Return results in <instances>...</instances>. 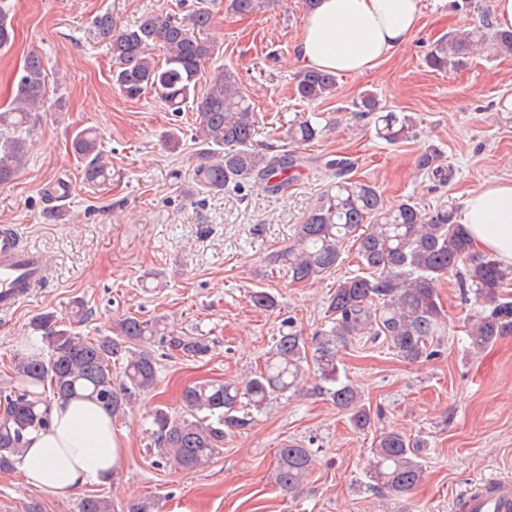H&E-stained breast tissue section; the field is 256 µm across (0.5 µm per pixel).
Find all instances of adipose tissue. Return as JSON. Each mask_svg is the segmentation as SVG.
<instances>
[{
	"instance_id": "adipose-tissue-1",
	"label": "adipose tissue",
	"mask_w": 512,
	"mask_h": 512,
	"mask_svg": "<svg viewBox=\"0 0 512 512\" xmlns=\"http://www.w3.org/2000/svg\"><path fill=\"white\" fill-rule=\"evenodd\" d=\"M421 0H318L294 54L304 68L349 76L373 71L421 27ZM462 224L474 247L512 265V180L469 192ZM49 429L33 433L15 462L34 488L69 491L112 478L124 455L111 414L81 398L55 402Z\"/></svg>"
}]
</instances>
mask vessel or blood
<instances>
[{
  "instance_id": "obj_1",
  "label": "vessel or blood",
  "mask_w": 512,
  "mask_h": 512,
  "mask_svg": "<svg viewBox=\"0 0 512 512\" xmlns=\"http://www.w3.org/2000/svg\"><path fill=\"white\" fill-rule=\"evenodd\" d=\"M44 279L39 254L24 247L16 231L0 227V308L10 309ZM455 512H512V478L494 475L457 494Z\"/></svg>"
}]
</instances>
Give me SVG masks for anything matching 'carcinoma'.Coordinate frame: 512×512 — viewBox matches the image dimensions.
Listing matches in <instances>:
<instances>
[{
	"mask_svg": "<svg viewBox=\"0 0 512 512\" xmlns=\"http://www.w3.org/2000/svg\"><path fill=\"white\" fill-rule=\"evenodd\" d=\"M265 0H228L227 10L248 16ZM211 13L200 6L184 24L161 14H145L135 24L114 30L112 14L93 21L94 34L107 42L114 68L112 82L130 99L156 93L173 112L188 102L198 112L197 139L204 145L202 162L192 179L202 190L220 193L244 187L276 194L297 161L291 153L270 156L254 148L257 114L239 88L235 73L214 70L207 93L196 97L206 60L215 45L205 32ZM14 22L6 0H0V49L11 47ZM160 45L164 62L155 61L150 49ZM488 46L512 54V30L496 28L492 17L470 30L450 32L434 41L425 55L435 71L453 73L465 68ZM46 63L28 53L19 68L12 106L0 112V183L13 180L24 167L29 140L36 134V117L46 111ZM337 75L304 70L296 77L295 93L318 102L336 91ZM371 116L376 136L388 143L411 137L413 119L386 112L376 95L367 93L355 104V117ZM323 130L305 120L288 127L294 145L311 142ZM72 155L83 165L86 184L102 187L112 180V163L101 147L99 132L85 128L71 133ZM419 171L443 176L440 151L429 148L416 162ZM359 240L358 254L364 273L336 283L326 304V323L307 339L289 324L280 331L263 368L244 384L207 382L184 388L183 415L176 419L162 408L151 413V430L161 459L181 470H199L220 453L231 429H244L251 416L239 415L241 399L261 412L272 400L295 391L305 369L327 384L323 388L336 407L347 412L352 425L371 426V410L359 391L340 378L339 354L356 341L383 340L409 363L437 355L436 342L443 330L438 284L451 270L463 269L459 288L474 311L465 324L468 349L482 351L498 337L512 332V299L500 290L512 283V266L474 251L463 225L451 208L425 211L407 199L384 206L374 184L353 178L330 183L299 225L295 240L274 260L288 268L294 282L318 280L341 263V247L351 236ZM252 304L264 310L277 307L274 295L255 291ZM38 333L35 353L14 357L12 370L18 383L0 388V470L13 469L15 458L28 444V436L49 427L53 402L39 389L50 388L53 398L93 400L113 413L156 384V360L145 346L147 337L160 330L127 317L115 328V337L87 338L72 333L52 312L32 322ZM172 344L186 354L203 355L209 346L190 336H173ZM123 362L121 381L114 380L112 362ZM420 443L403 433L387 430L375 442L372 459L359 482L387 498L407 495L424 478L425 468L416 453ZM310 449L294 442L278 449L274 480L283 491L295 492L314 466ZM78 512H114L112 501L98 495L80 500Z\"/></svg>",
	"mask_w": 512,
	"mask_h": 512,
	"instance_id": "cac0c4a2",
	"label": "carcinoma"
}]
</instances>
